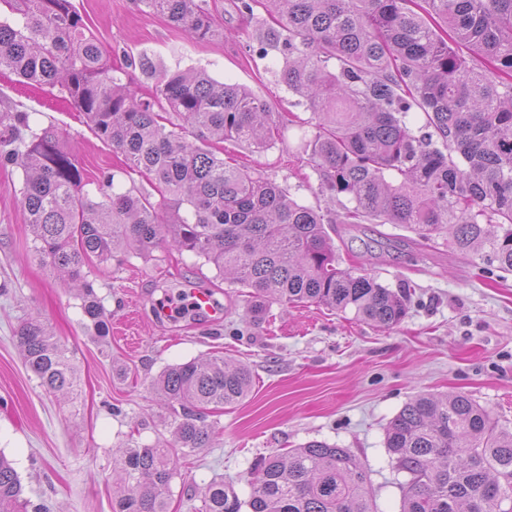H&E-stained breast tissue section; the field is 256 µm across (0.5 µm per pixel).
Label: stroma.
<instances>
[{
    "label": "stroma",
    "mask_w": 512,
    "mask_h": 512,
    "mask_svg": "<svg viewBox=\"0 0 512 512\" xmlns=\"http://www.w3.org/2000/svg\"><path fill=\"white\" fill-rule=\"evenodd\" d=\"M72 2L104 53L117 63L133 60L122 80L137 94L154 87L156 72L202 68L250 89L273 112H295L299 123L282 130L266 153L251 155L230 141L224 151L264 171L299 202L342 216V205L326 206L317 192L319 176L305 151L316 132L310 112L277 82V54L252 52L255 23L239 12L238 0H206L223 34L202 43L143 12L137 0ZM144 57L151 69L139 68ZM4 111L28 113L33 130L66 132L90 185L110 174L114 192L154 195L150 180L125 167L123 155L95 135L58 89L1 74ZM23 179L21 168L0 167V451L13 460L37 512H113L120 446L170 435L169 410L152 380L166 366L213 354L247 365L254 385L242 402L209 414L211 447L179 459L170 512H201L203 490L215 479L233 481L247 498L244 477L260 457L311 440L349 449L371 470L378 512H400L403 477L392 468L384 431L411 396L463 391L512 426V273L499 274L480 256L441 243L369 253L358 241L339 245L342 266L393 289L413 285L408 316L385 331L314 304L275 303L267 315L245 319L247 296L203 259L163 244L146 257L87 268L110 322L101 342L74 291L33 254L19 202ZM192 288L211 291L214 314H163V306L184 302ZM31 316L46 322L73 356L76 398L46 393L25 368L16 331Z\"/></svg>",
    "instance_id": "stroma-1"
}]
</instances>
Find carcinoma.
I'll list each match as a JSON object with an SVG mask.
<instances>
[{
	"label": "carcinoma",
	"instance_id": "1",
	"mask_svg": "<svg viewBox=\"0 0 512 512\" xmlns=\"http://www.w3.org/2000/svg\"><path fill=\"white\" fill-rule=\"evenodd\" d=\"M138 2L195 42L220 34L203 0ZM241 7L274 18L272 25L257 18L260 53L281 56L277 81L312 111L309 160L327 203L341 196L351 203L342 223L398 224L418 245L442 238L512 272V0H241ZM0 69L59 87L159 195L111 193L107 175L93 199L65 133H37L27 114L0 113V165L23 171L32 250L78 288L97 336L107 337L109 326L87 262L149 255L163 242L247 289L254 317L275 302L350 311L383 330L406 318L410 284L395 291L342 267L329 233L334 220L221 157L226 140L251 153L272 149L294 113L276 116L246 87L193 68L164 72L150 96H137L71 0H0ZM414 111L424 114L416 131L406 122ZM17 343L45 391L75 390L76 366L45 322L25 320ZM154 386L173 411L171 439L122 449L114 512H168L179 457L211 443L206 412L245 399L252 374L212 355L167 366ZM384 447L405 476L402 512H512V428L466 393L414 395L387 424ZM247 483L246 500L230 484L211 483L202 512H375L368 466L325 441L269 454ZM22 493L14 463L0 453V512H27Z\"/></svg>",
	"mask_w": 512,
	"mask_h": 512
}]
</instances>
